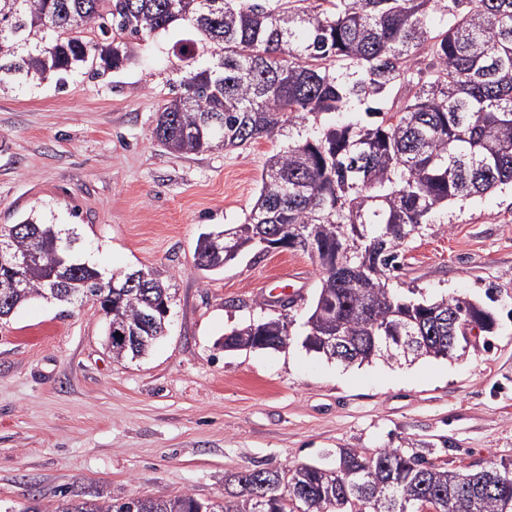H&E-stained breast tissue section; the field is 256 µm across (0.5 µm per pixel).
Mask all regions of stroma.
Instances as JSON below:
<instances>
[{"mask_svg": "<svg viewBox=\"0 0 512 512\" xmlns=\"http://www.w3.org/2000/svg\"><path fill=\"white\" fill-rule=\"evenodd\" d=\"M172 43L133 40L121 70L77 73L61 89L0 92V225L38 214L73 230L106 273L157 272L174 293L166 335L136 359L113 358L89 300L35 298L0 320V512L185 493L220 502L230 473L411 440L448 469H512V189L450 203L389 280L405 296L479 302L493 332L453 358L326 360L302 345L320 285L308 254L249 252L217 273L194 266L202 234L244 222L274 144L197 155L157 144L181 77ZM287 287V347L226 350L225 336L272 316L267 298Z\"/></svg>", "mask_w": 512, "mask_h": 512, "instance_id": "obj_1", "label": "stroma"}]
</instances>
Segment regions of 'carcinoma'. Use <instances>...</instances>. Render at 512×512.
I'll return each mask as SVG.
<instances>
[{"instance_id": "carcinoma-1", "label": "carcinoma", "mask_w": 512, "mask_h": 512, "mask_svg": "<svg viewBox=\"0 0 512 512\" xmlns=\"http://www.w3.org/2000/svg\"><path fill=\"white\" fill-rule=\"evenodd\" d=\"M441 10L439 27L431 14ZM182 26L173 52L185 75L160 112L155 140L177 154L235 150L258 139L288 144L269 155L259 196L224 238V263L256 237L300 226L324 249L320 287L303 346L352 364L377 359L448 358L455 321L496 326L479 304L456 296L414 300L388 288L401 268L400 247L458 200L512 187V0H0V90L55 82L75 72L92 78L121 69L129 40ZM216 45L197 63L198 48ZM432 63L419 67L423 55ZM393 95L378 123L324 125ZM16 248L41 254L30 287L0 305V317L49 292L55 268L70 265L69 289L100 298L113 357L153 344L140 325L150 301L170 299L161 279L149 288L101 292L100 272L55 246L53 226L32 214L19 222ZM133 339L122 346L114 328ZM416 336L404 352L384 337ZM242 349H278L291 335L281 317L231 332ZM341 341L338 356L325 339ZM247 470L226 479L212 512H512V475L474 493L478 470L439 467L402 447L365 455L340 451L336 473L291 468ZM201 501L173 498L66 503L56 512H199Z\"/></svg>"}]
</instances>
